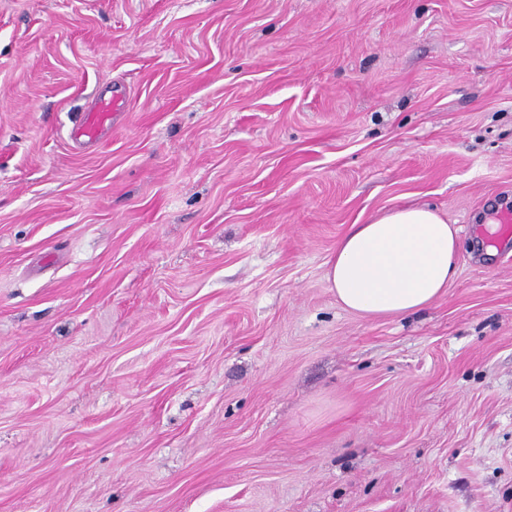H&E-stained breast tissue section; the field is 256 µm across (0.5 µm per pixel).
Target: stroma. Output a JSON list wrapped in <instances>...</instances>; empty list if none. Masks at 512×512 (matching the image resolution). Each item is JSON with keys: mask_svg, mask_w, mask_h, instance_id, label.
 Listing matches in <instances>:
<instances>
[{"mask_svg": "<svg viewBox=\"0 0 512 512\" xmlns=\"http://www.w3.org/2000/svg\"><path fill=\"white\" fill-rule=\"evenodd\" d=\"M421 206L446 292L344 310ZM506 210L512 0H0V512H512ZM120 104L114 98L99 99L90 112H84L73 127L72 138L82 145H95L110 126ZM458 229L426 207L399 208L354 224L328 260L341 307L363 317L416 313L456 275Z\"/></svg>", "mask_w": 512, "mask_h": 512, "instance_id": "stroma-1", "label": "stroma"}]
</instances>
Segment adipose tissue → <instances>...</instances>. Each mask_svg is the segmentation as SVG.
Segmentation results:
<instances>
[{
	"label": "adipose tissue",
	"mask_w": 512,
	"mask_h": 512,
	"mask_svg": "<svg viewBox=\"0 0 512 512\" xmlns=\"http://www.w3.org/2000/svg\"><path fill=\"white\" fill-rule=\"evenodd\" d=\"M458 230L426 207L352 225L328 261L341 307L368 317L407 315L438 299L456 275Z\"/></svg>",
	"instance_id": "ef3b65f1"
}]
</instances>
